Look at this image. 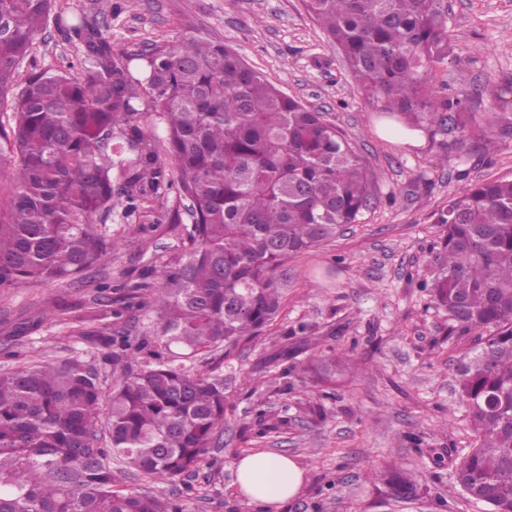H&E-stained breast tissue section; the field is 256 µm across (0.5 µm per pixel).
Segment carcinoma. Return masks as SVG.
<instances>
[{"label": "carcinoma", "mask_w": 512, "mask_h": 512, "mask_svg": "<svg viewBox=\"0 0 512 512\" xmlns=\"http://www.w3.org/2000/svg\"><path fill=\"white\" fill-rule=\"evenodd\" d=\"M358 88L393 124L475 135L471 113L429 76L448 59L443 0H304ZM53 0H0V288L82 280L118 242L98 228L114 208L140 220L176 189L189 246L110 298L111 317L152 308L153 362L112 336L122 374L105 397L79 359L0 374V512H182L173 498L120 486L118 459L147 482L186 476L224 432V383L195 370L260 334L283 302L276 271L336 238L369 208L378 176L322 113L271 85L224 43L191 32L148 52L117 51L101 28L56 14L83 47L78 72L17 65ZM512 137V113L488 133ZM429 295L448 332L484 330L458 370L475 443L456 480L492 512H512V179L448 201Z\"/></svg>", "instance_id": "carcinoma-1"}]
</instances>
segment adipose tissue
Segmentation results:
<instances>
[{
    "mask_svg": "<svg viewBox=\"0 0 512 512\" xmlns=\"http://www.w3.org/2000/svg\"><path fill=\"white\" fill-rule=\"evenodd\" d=\"M236 484L256 504L284 503L296 497L304 471L291 457L258 451L235 461Z\"/></svg>",
    "mask_w": 512,
    "mask_h": 512,
    "instance_id": "obj_1",
    "label": "adipose tissue"
}]
</instances>
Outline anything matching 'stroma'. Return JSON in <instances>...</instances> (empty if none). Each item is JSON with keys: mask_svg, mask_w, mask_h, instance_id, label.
<instances>
[{"mask_svg": "<svg viewBox=\"0 0 512 512\" xmlns=\"http://www.w3.org/2000/svg\"><path fill=\"white\" fill-rule=\"evenodd\" d=\"M444 7L455 60L437 69L434 87L470 97L475 123L490 112L512 113V99H498L512 85V0H444ZM53 9L96 21L127 53L174 42L188 29L224 42L269 83L323 113L380 176L359 223L280 268L284 298L275 321L232 361L220 349L197 361L200 373L223 381L227 397L223 441L210 460L168 483L126 472L124 486L173 497L184 512H489L455 478L474 441L456 367L474 338L449 334L423 285L436 265L439 212L477 181L512 177V137L492 152L437 127L425 129L418 147L388 137L303 0H54ZM82 55L50 23L30 62L64 69ZM172 206L165 201L141 224L113 213L102 229L126 243L92 281L0 289V373L76 358L111 391L113 329L135 341L151 338L158 314L133 310L111 324L94 283L136 280L178 253L191 219L169 223ZM61 301L96 312L88 335L47 320ZM330 354L335 375L316 380L309 366ZM256 450L299 462L305 482L298 496L259 506L241 495L233 463ZM403 478L414 483L405 496L396 486Z\"/></svg>", "mask_w": 512, "mask_h": 512, "instance_id": "stroma-1", "label": "stroma"}]
</instances>
